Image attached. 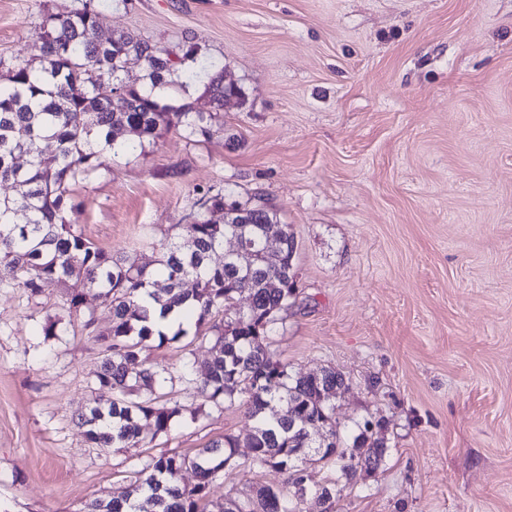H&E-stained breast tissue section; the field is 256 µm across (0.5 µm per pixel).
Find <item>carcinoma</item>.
Masks as SVG:
<instances>
[{
    "mask_svg": "<svg viewBox=\"0 0 512 512\" xmlns=\"http://www.w3.org/2000/svg\"><path fill=\"white\" fill-rule=\"evenodd\" d=\"M98 13L81 10L46 13L42 42L34 64L17 63L0 73V182L14 188L0 197V284L32 296L75 280L99 289L111 313L109 327L97 334L104 346L96 383L112 397L80 415L88 442L100 448H135L142 425L153 435L166 433L187 412L178 401L155 395L162 369L139 359L141 346L162 345L184 335L154 329V312L165 315L185 307L195 335L214 342L215 353L200 375L188 379L204 401L215 406L239 404L252 422L246 439L251 455L237 456L239 437L227 434L195 455L161 454L133 471L114 488L108 501H92L82 512H211L210 486L226 472L277 470L282 486L253 487L243 497L230 496L217 512H302L295 496L297 467L312 459L330 473L324 487L336 492L335 475L349 476L359 466L377 469L388 449L382 430L369 421L350 429L336 425V389L344 376L332 367L316 375L292 372L273 357L270 338L281 313L296 298L294 235L284 227L275 248H265V229L278 223L263 205L234 202L243 224H219L210 213L222 211L225 195H205L182 242H172L160 259L164 284L127 256H117L75 229L78 205L71 186L107 167L119 151H133L162 132L207 133L202 112L160 103L151 88H183L206 82L219 110L240 102L241 87L225 84L224 74L196 63L195 47L178 67L170 52L132 33L102 39ZM135 58L143 74L126 78L124 63ZM55 152L43 154L41 143ZM236 239L238 253L216 263L224 240ZM250 300L239 315L234 302ZM192 469L196 482L181 484Z\"/></svg>",
    "mask_w": 512,
    "mask_h": 512,
    "instance_id": "cac0c4a2",
    "label": "carcinoma"
}]
</instances>
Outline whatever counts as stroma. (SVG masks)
Segmentation results:
<instances>
[{
    "instance_id": "35a3bbf8",
    "label": "stroma",
    "mask_w": 512,
    "mask_h": 512,
    "mask_svg": "<svg viewBox=\"0 0 512 512\" xmlns=\"http://www.w3.org/2000/svg\"><path fill=\"white\" fill-rule=\"evenodd\" d=\"M87 4L102 36L197 47L246 102L73 185L78 231L151 265L204 194L276 210L299 278L270 351L336 368L339 426L378 421L388 440L336 512H512V0H0V64L35 57L45 13ZM109 319L79 283L0 286V512H80L151 457L248 434L235 404L136 448L87 442ZM211 355L191 334L141 352Z\"/></svg>"
}]
</instances>
